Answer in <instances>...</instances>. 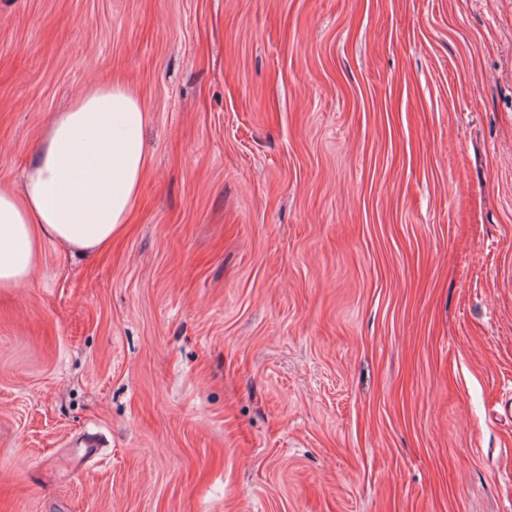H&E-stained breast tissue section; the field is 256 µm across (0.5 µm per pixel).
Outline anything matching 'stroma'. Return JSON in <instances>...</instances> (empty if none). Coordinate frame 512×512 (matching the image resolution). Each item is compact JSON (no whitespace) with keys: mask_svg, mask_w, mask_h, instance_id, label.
I'll return each mask as SVG.
<instances>
[{"mask_svg":"<svg viewBox=\"0 0 512 512\" xmlns=\"http://www.w3.org/2000/svg\"><path fill=\"white\" fill-rule=\"evenodd\" d=\"M115 73L148 176L0 289V512H512V0H0V187Z\"/></svg>","mask_w":512,"mask_h":512,"instance_id":"35a3bbf8","label":"stroma"}]
</instances>
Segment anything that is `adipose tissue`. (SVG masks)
Instances as JSON below:
<instances>
[{
    "label": "adipose tissue",
    "instance_id": "1",
    "mask_svg": "<svg viewBox=\"0 0 512 512\" xmlns=\"http://www.w3.org/2000/svg\"><path fill=\"white\" fill-rule=\"evenodd\" d=\"M150 114L118 76L52 116L21 191L0 188V288L27 280L42 247L58 242L93 258L130 223L148 172Z\"/></svg>",
    "mask_w": 512,
    "mask_h": 512
}]
</instances>
